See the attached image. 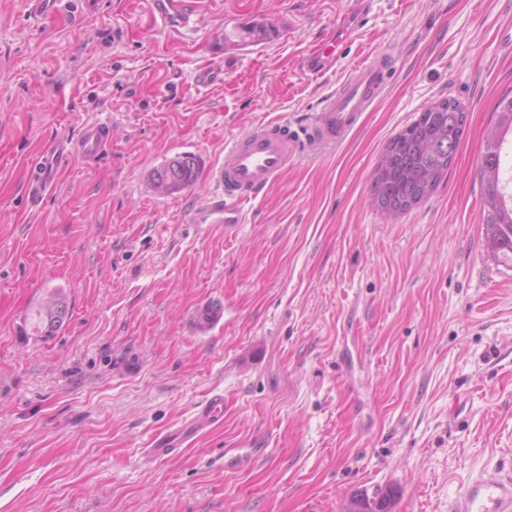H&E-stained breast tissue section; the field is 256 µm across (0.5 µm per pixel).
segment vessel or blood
Returning a JSON list of instances; mask_svg holds the SVG:
<instances>
[{"instance_id":"b4317fda","label":"vessel or blood","mask_w":512,"mask_h":512,"mask_svg":"<svg viewBox=\"0 0 512 512\" xmlns=\"http://www.w3.org/2000/svg\"><path fill=\"white\" fill-rule=\"evenodd\" d=\"M149 14L175 40L188 36L195 28L196 15L189 0H144ZM334 61L326 46L309 51L302 59L304 69L326 70ZM389 72L386 54H373L357 64L343 84L330 93L322 108L298 122L260 124L234 137L224 149V164L216 179L224 194L207 207L204 223L221 224L231 230L243 222L244 203L256 198L284 172L293 158L310 149L336 147L357 126L381 96ZM112 144V123L94 119L83 124L74 150L84 162L96 161ZM58 156L45 147L32 161L29 191L39 194L46 184L49 167ZM224 414V398L212 396L189 420L154 439L148 457L166 460L180 455ZM449 512H512V476L497 469L479 472L452 501Z\"/></svg>"}]
</instances>
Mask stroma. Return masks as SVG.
Returning a JSON list of instances; mask_svg holds the SVG:
<instances>
[{"instance_id":"stroma-1","label":"stroma","mask_w":512,"mask_h":512,"mask_svg":"<svg viewBox=\"0 0 512 512\" xmlns=\"http://www.w3.org/2000/svg\"><path fill=\"white\" fill-rule=\"evenodd\" d=\"M190 2L197 30L172 42L138 0L44 20L0 0V512H345L385 486L393 512H448L480 469L512 475V262L486 246L478 174L512 96V0ZM353 9L335 66L302 69ZM255 23L276 37L228 43ZM385 49V91L343 143L292 161L235 235L198 225L232 138L315 112ZM444 99L467 113L456 157L389 217L378 158ZM105 118L112 146L87 165L70 143ZM49 144L60 169L35 196L22 164ZM183 152L195 183L155 193ZM56 288L69 321L25 335ZM217 392L218 422L147 457Z\"/></svg>"}]
</instances>
